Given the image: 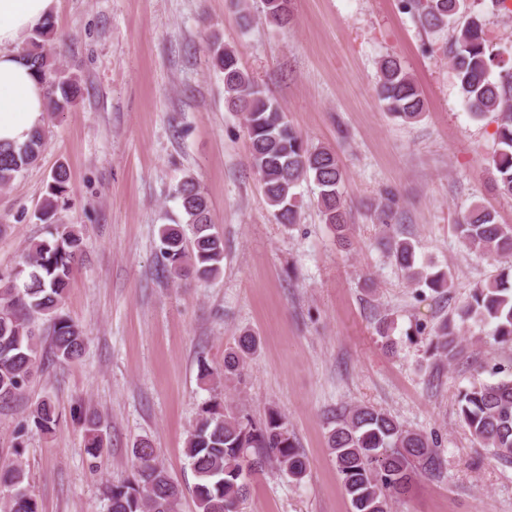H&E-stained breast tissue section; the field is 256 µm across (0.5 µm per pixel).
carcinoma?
<instances>
[{"mask_svg": "<svg viewBox=\"0 0 512 512\" xmlns=\"http://www.w3.org/2000/svg\"><path fill=\"white\" fill-rule=\"evenodd\" d=\"M291 2L264 0L266 20L281 27L291 24ZM402 2L426 30L453 26L450 63L470 113L476 118L488 112L497 114L499 149L492 165L502 193L512 197V72L497 81L490 79L494 56L482 18L469 14L460 19L465 0ZM64 42L47 18L36 29L30 46L19 52L43 84L47 111L53 114L75 105L81 93L78 81L60 75L56 66V50ZM210 59L223 74L225 105L243 116L251 164L276 223H297L295 189L304 181L311 182L318 190L316 202L324 223L334 230L337 242L349 244L351 225L342 193L346 172L336 152L308 145L278 102L241 66L234 47L215 42ZM376 92L384 109L406 122L418 120L426 111L421 87L393 56L379 63ZM43 146L40 129L22 145L0 144V187L10 186L34 165ZM69 180L68 170L61 165L48 185L40 220L47 224L49 237L29 244L19 271L0 274V405L24 393L40 357L47 355L65 364L78 360L85 350L84 331L61 313L73 268L83 255L77 226L55 221L58 209L70 204ZM176 195L185 221L161 227L162 271L174 278L192 271L201 280L215 279L222 272L224 238L215 229L210 202L191 176L181 180ZM395 204L393 194L380 195L375 213L381 223L393 219ZM456 229L466 245L495 263L496 271L433 328L429 349L433 356L450 362L462 355L460 326L471 320L492 326L496 342L512 343V224L499 223L490 210L474 204ZM384 247L412 285L435 292L448 287L447 272L431 273L417 265L410 240L389 237ZM36 319L46 323L45 332H36ZM258 345L257 336L242 334L235 348L224 355V372L199 363V383L214 390L221 381L241 376ZM458 409L461 422L481 446L492 449L502 460L512 459V378L473 383L460 392ZM77 419L86 432V452L95 459L104 449L100 419L89 411L78 412ZM57 420L55 404L45 396L36 402L17 438L31 426L50 434ZM327 443L351 512H391L392 501L413 481L432 477L441 469L438 436L407 429L374 406L353 405L337 412ZM184 453L195 477L196 512H241L252 475L267 461L275 462L296 482L304 480L310 470L309 460L281 412L269 410L256 420L216 397L201 405ZM132 454L130 475L109 490V512H177L183 490L158 460L149 440L136 441ZM27 480L19 464L0 468V491L10 493L0 499V512H39L38 502L27 492Z\"/></svg>", "mask_w": 512, "mask_h": 512, "instance_id": "cac0c4a2", "label": "carcinoma"}]
</instances>
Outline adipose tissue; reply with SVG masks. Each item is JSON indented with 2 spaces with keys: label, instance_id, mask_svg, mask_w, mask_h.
<instances>
[{
  "label": "adipose tissue",
  "instance_id": "adipose-tissue-1",
  "mask_svg": "<svg viewBox=\"0 0 512 512\" xmlns=\"http://www.w3.org/2000/svg\"><path fill=\"white\" fill-rule=\"evenodd\" d=\"M55 0H0V143L21 144L40 127L44 87L15 47L53 10Z\"/></svg>",
  "mask_w": 512,
  "mask_h": 512
}]
</instances>
